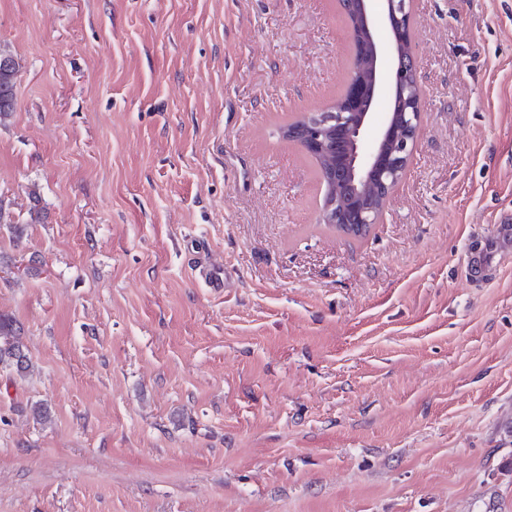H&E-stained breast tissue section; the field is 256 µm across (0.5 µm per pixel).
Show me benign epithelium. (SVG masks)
<instances>
[{
    "mask_svg": "<svg viewBox=\"0 0 512 512\" xmlns=\"http://www.w3.org/2000/svg\"><path fill=\"white\" fill-rule=\"evenodd\" d=\"M376 0H349L356 17V27L349 28L352 51L364 45L367 52V78L351 77L342 94L339 108L303 115L284 130L289 140L309 152L323 148L336 131L346 133L343 167L328 173L324 182L341 181L354 193L338 210V201L320 212V221L332 224L349 237L366 234L379 222L387 197L380 205L368 204L358 187L378 181L389 193L398 184L416 148V134L421 119V92L413 56L416 21L408 0H385L383 12L376 11ZM385 35L392 53L389 68L380 61L379 35ZM390 88L402 105V111L378 112L372 105L384 88Z\"/></svg>",
    "mask_w": 512,
    "mask_h": 512,
    "instance_id": "benign-epithelium-1",
    "label": "benign epithelium"
}]
</instances>
